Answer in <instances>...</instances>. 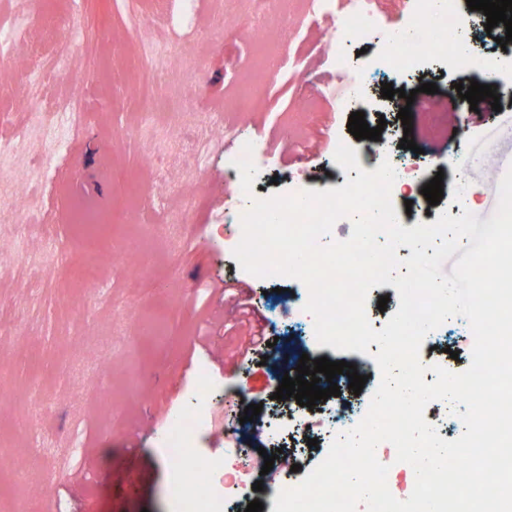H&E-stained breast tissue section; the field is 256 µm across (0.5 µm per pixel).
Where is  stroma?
<instances>
[{"label":"stroma","instance_id":"35a3bbf8","mask_svg":"<svg viewBox=\"0 0 512 512\" xmlns=\"http://www.w3.org/2000/svg\"><path fill=\"white\" fill-rule=\"evenodd\" d=\"M348 12L345 0L318 11L301 0H0V35L14 39L0 53V148L15 154L0 176V512H179L164 438L194 408L220 423L196 429L200 464L223 463L228 436L253 454L294 450L269 427L288 412L273 398L275 363L336 351L304 333L302 281L261 279L234 259L242 230L224 220L239 195L224 179L223 125L261 145L250 198L325 190L338 144L363 148L347 127L353 90L367 123L386 120L399 140L382 84L430 82L437 126L414 113L416 150L389 161L443 169L448 187L427 209L397 198L398 220L495 212L512 104L465 117L449 94L472 71H383L382 43L356 34L333 50ZM35 59L41 85L26 77ZM492 59L477 77L512 87V52ZM81 204L111 223H76ZM175 212L185 223H169ZM221 282L258 302L277 340L266 364L239 362L248 327ZM235 388L262 404L252 421L227 400Z\"/></svg>","mask_w":512,"mask_h":512}]
</instances>
